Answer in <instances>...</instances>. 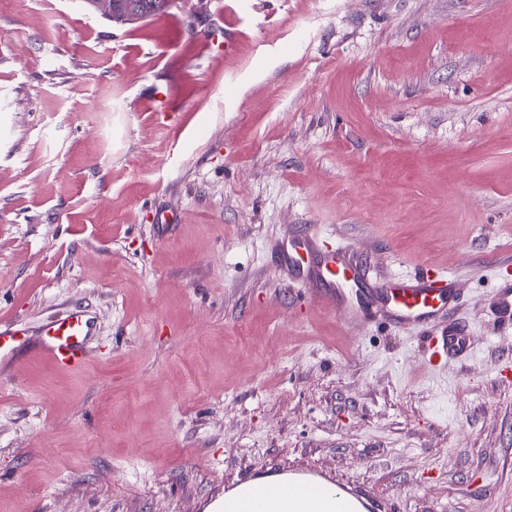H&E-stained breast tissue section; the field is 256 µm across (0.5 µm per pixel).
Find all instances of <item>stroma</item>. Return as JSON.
<instances>
[{"mask_svg":"<svg viewBox=\"0 0 512 512\" xmlns=\"http://www.w3.org/2000/svg\"><path fill=\"white\" fill-rule=\"evenodd\" d=\"M311 231L448 273L473 351L314 305ZM0 512H210L264 475L512 512V0H0ZM80 304L82 372L35 352ZM24 329L16 323L2 329L0 326V359L7 353L14 354L24 345Z\"/></svg>","mask_w":512,"mask_h":512,"instance_id":"35a3bbf8","label":"stroma"}]
</instances>
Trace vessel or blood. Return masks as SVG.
<instances>
[{"mask_svg": "<svg viewBox=\"0 0 512 512\" xmlns=\"http://www.w3.org/2000/svg\"><path fill=\"white\" fill-rule=\"evenodd\" d=\"M285 259L299 276L313 281L311 296L322 307L334 306L345 317L355 318L357 311L347 295L352 286L380 306L388 320L420 328L426 339L423 361L428 368L464 356L470 349V339L460 329L449 328L443 340L434 334L436 321L450 309L453 284L447 275H433L421 267L407 277L378 281L363 265L351 261L345 250L329 248L313 236L295 232L288 235ZM92 331L93 321L79 305L48 323L43 330V348L50 362L61 369L80 368ZM23 336L18 324L0 328V357L17 352L24 344Z\"/></svg>", "mask_w": 512, "mask_h": 512, "instance_id": "vessel-or-blood-1", "label": "vessel or blood"}]
</instances>
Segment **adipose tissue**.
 <instances>
[{
	"label": "adipose tissue",
	"instance_id": "adipose-tissue-1",
	"mask_svg": "<svg viewBox=\"0 0 512 512\" xmlns=\"http://www.w3.org/2000/svg\"><path fill=\"white\" fill-rule=\"evenodd\" d=\"M287 485L284 477L252 479L226 492L217 512H341L342 501L334 485L324 484L316 494L303 488L290 498L280 493Z\"/></svg>",
	"mask_w": 512,
	"mask_h": 512
}]
</instances>
